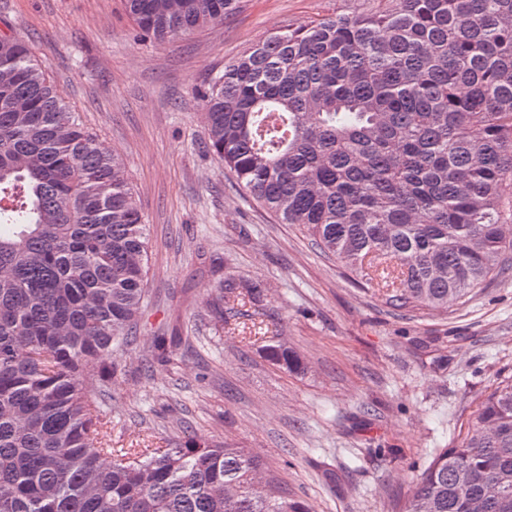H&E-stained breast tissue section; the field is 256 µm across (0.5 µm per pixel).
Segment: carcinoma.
Segmentation results:
<instances>
[{
	"instance_id": "cac0c4a2",
	"label": "carcinoma",
	"mask_w": 512,
	"mask_h": 512,
	"mask_svg": "<svg viewBox=\"0 0 512 512\" xmlns=\"http://www.w3.org/2000/svg\"><path fill=\"white\" fill-rule=\"evenodd\" d=\"M271 34L197 91L239 191L395 309L446 311L512 270V0H391ZM240 0H124L152 42ZM0 512H310L254 483L244 448L112 447L108 386L150 297L149 239L121 156L0 34ZM227 277L213 300L255 304ZM266 357L298 368L286 344ZM465 471L467 489L459 484ZM512 512V378L438 450L403 512Z\"/></svg>"
}]
</instances>
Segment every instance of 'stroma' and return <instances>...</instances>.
<instances>
[{
	"label": "stroma",
	"mask_w": 512,
	"mask_h": 512,
	"mask_svg": "<svg viewBox=\"0 0 512 512\" xmlns=\"http://www.w3.org/2000/svg\"><path fill=\"white\" fill-rule=\"evenodd\" d=\"M389 0H242L171 42L136 39L122 0H0L63 98L126 161L149 226L152 301L115 358L112 444L195 438L257 455L313 512H402L436 449L466 434L482 394L512 375V273L445 312L397 310L359 287L296 224L238 191L207 147L197 88L270 33ZM258 280L264 332L211 298ZM164 341V358L154 345ZM284 342L298 371L273 365Z\"/></svg>",
	"instance_id": "obj_1"
}]
</instances>
